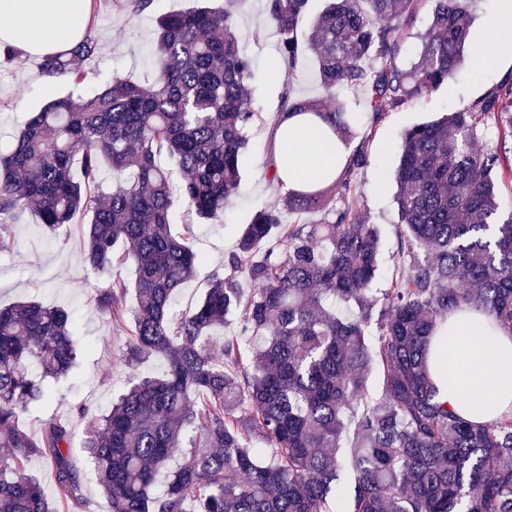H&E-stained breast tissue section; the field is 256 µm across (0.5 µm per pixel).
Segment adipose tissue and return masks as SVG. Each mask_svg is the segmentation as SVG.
<instances>
[{
  "instance_id": "adipose-tissue-1",
  "label": "adipose tissue",
  "mask_w": 512,
  "mask_h": 512,
  "mask_svg": "<svg viewBox=\"0 0 512 512\" xmlns=\"http://www.w3.org/2000/svg\"><path fill=\"white\" fill-rule=\"evenodd\" d=\"M476 44L472 62L487 67L512 57V0H497ZM90 0H0V51L40 57L80 37L88 27ZM348 147L316 124L282 119L273 136L271 161L288 168L286 187L322 181ZM445 358L433 369L449 408L478 423L512 411V334L496 328L492 316L466 311L448 326Z\"/></svg>"
}]
</instances>
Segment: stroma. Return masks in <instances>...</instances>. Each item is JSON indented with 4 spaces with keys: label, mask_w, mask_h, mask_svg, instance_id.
<instances>
[{
    "label": "stroma",
    "mask_w": 512,
    "mask_h": 512,
    "mask_svg": "<svg viewBox=\"0 0 512 512\" xmlns=\"http://www.w3.org/2000/svg\"><path fill=\"white\" fill-rule=\"evenodd\" d=\"M196 4L197 0H152L145 11L132 13L116 7L113 0H96L94 32L101 52L84 63L85 78L78 85L65 79L48 80L37 58H25L17 64L0 61V151L10 149L31 113L49 101L69 94L94 96L116 72L136 80L143 78L153 63L149 49L156 17ZM431 8L430 0H422L403 25L396 57L401 67H409L416 58L421 37L431 24ZM237 28L240 44L255 65L253 104L262 119L252 130L249 149L241 160L242 180L223 216L194 227L192 246L204 262L196 277L177 293L176 309L180 312L193 308L208 288L209 275L223 270L225 257L235 250L255 209L286 193L285 188L271 182L268 169L273 120L282 108L284 95L317 101L325 95L312 63H305L291 76H270V63L278 56V36L265 23L262 0H246L237 16ZM508 78H512L511 58L490 69L465 66L457 78L436 91L389 108L372 129L363 117L362 89H337V96L359 116L348 148L353 151L363 146L369 153L367 165L354 170L352 179L363 193L362 216L382 230L379 286H386L396 271L399 217L393 195L401 134L416 124L477 102ZM81 247V225H70L52 238L41 231L38 218L27 213L12 229L11 250L0 252V305L26 299L69 308L75 316L74 334L81 350L70 372L49 382L48 397L23 412V424L30 432L49 420L62 419L70 422L74 437H82L86 422L80 408L103 413L133 377L158 374L163 365L158 356L147 358L134 369L120 363L119 356L132 337L131 327L115 325L97 308L96 295L104 278L80 262Z\"/></svg>",
    "instance_id": "1"
}]
</instances>
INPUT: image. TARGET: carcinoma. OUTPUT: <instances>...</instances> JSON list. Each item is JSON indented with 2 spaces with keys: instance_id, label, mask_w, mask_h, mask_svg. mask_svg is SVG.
<instances>
[{
  "instance_id": "obj_1",
  "label": "carcinoma",
  "mask_w": 512,
  "mask_h": 512,
  "mask_svg": "<svg viewBox=\"0 0 512 512\" xmlns=\"http://www.w3.org/2000/svg\"><path fill=\"white\" fill-rule=\"evenodd\" d=\"M245 0L161 15L155 70L142 83L116 72L91 98L67 95L32 116L0 154V251L25 212L52 234L89 215L81 263L111 274L130 249L136 304L110 279L97 307L133 339L131 367L161 355L158 375L134 379L79 443L64 424L35 433L21 414L46 396L43 381L67 374L79 355L70 313L36 301L0 307V512L84 508L73 448L89 462L111 512H512V414L475 425L441 401L430 352L448 314H492L512 332V206L500 201L494 173L512 177V121L496 145L476 149L474 133L512 112V80L478 102L406 130L395 173L406 270L375 288L377 225L360 220L362 193L350 172L302 183L255 212L236 250L213 273L202 301L181 316L173 300L203 258L191 225L171 231L173 195L197 222L224 214L240 183V157L259 113L252 61L236 18ZM415 0H331L301 32L308 0H265L267 24L291 67L313 58L333 105L284 98L286 115L315 117L351 136L355 117L336 89L364 90L370 123L415 95L455 78L473 23L471 0H430L432 21L418 61H394L400 21ZM92 29L42 58L43 72L77 84L82 61L98 55ZM170 158L179 182L158 159ZM120 174L95 191L102 163ZM328 223L290 224L336 198ZM252 284L243 295L242 280ZM241 314L252 334L212 333ZM382 372L378 401L367 402L371 373ZM41 457L55 498L27 473ZM181 464L168 465L175 457ZM167 473L163 490L155 483Z\"/></svg>"
}]
</instances>
